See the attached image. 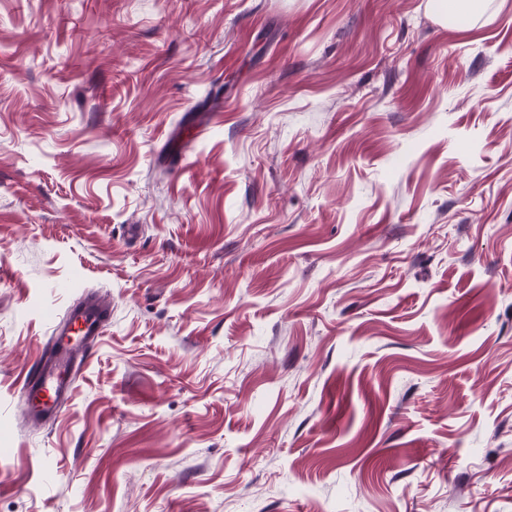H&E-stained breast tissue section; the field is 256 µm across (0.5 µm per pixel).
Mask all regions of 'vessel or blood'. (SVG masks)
I'll return each mask as SVG.
<instances>
[{"mask_svg":"<svg viewBox=\"0 0 512 512\" xmlns=\"http://www.w3.org/2000/svg\"><path fill=\"white\" fill-rule=\"evenodd\" d=\"M110 317V307L89 293L55 324L40 356L26 367L18 384L28 419L42 421L57 416Z\"/></svg>","mask_w":512,"mask_h":512,"instance_id":"obj_1","label":"vessel or blood"}]
</instances>
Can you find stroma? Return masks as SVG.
I'll use <instances>...</instances> for the list:
<instances>
[{
	"mask_svg": "<svg viewBox=\"0 0 512 512\" xmlns=\"http://www.w3.org/2000/svg\"><path fill=\"white\" fill-rule=\"evenodd\" d=\"M432 8L0 0V512H512V0ZM438 7L447 13L446 19L448 18V23L452 22V20L461 14H474L480 10L481 5L483 3L482 0H437L435 2ZM111 312L96 294L89 293L54 325L40 356L26 367L18 384L28 419L42 421L57 416L69 399L77 374L92 355ZM74 329L77 333L71 338Z\"/></svg>",
	"mask_w": 512,
	"mask_h": 512,
	"instance_id": "35a3bbf8",
	"label": "stroma"
}]
</instances>
